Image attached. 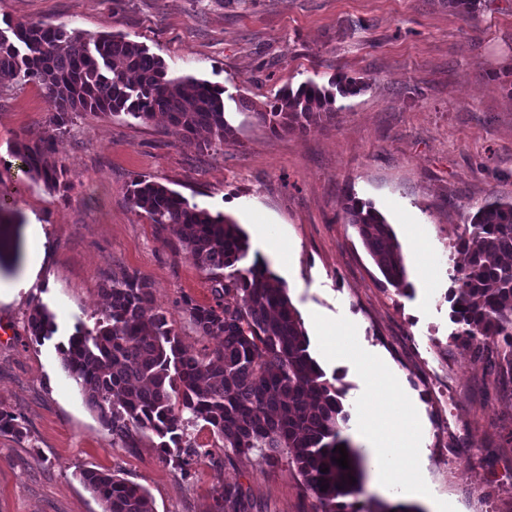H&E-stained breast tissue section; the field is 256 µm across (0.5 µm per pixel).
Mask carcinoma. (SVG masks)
I'll return each mask as SVG.
<instances>
[{"mask_svg": "<svg viewBox=\"0 0 512 512\" xmlns=\"http://www.w3.org/2000/svg\"><path fill=\"white\" fill-rule=\"evenodd\" d=\"M448 4L473 17L482 0ZM21 80L43 86L57 131L85 114L149 122L160 113L167 130L181 139L207 131L206 149L234 135L225 118L224 89L168 77L161 58L121 35L86 39L63 25L9 22L0 29V87ZM364 89V83L338 73L326 86L309 80L295 90L285 87L263 109L249 101L242 107L273 132H308L336 116L337 99ZM12 154L30 179L59 193L69 190L68 169L54 158L53 135L17 144ZM129 200L213 280L214 303L185 299L182 310L201 338L217 343L203 354L186 355L164 313L144 318L154 303L153 285L134 273L112 279L104 289L102 318L92 328L78 324L57 346L63 369L112 439L132 448L136 437L151 433L162 461L185 473L195 456L185 446L186 430L202 421L237 455L267 448L287 456L315 500L314 512H390L360 500L362 457L344 435L349 414L342 393L311 356L284 282L261 264L239 267L248 249L239 225L146 179L131 184ZM341 207L386 282L408 289L402 248L385 217L351 194ZM10 224L8 193L1 191L0 254L10 247ZM456 248L464 253L450 297L453 320L462 325L456 336L485 359L501 390L512 394V263L505 262L512 256V202L480 207ZM28 325L37 342L55 332L54 316L44 306L33 309ZM0 433L22 434L19 416L0 411ZM342 445L347 469L336 463ZM79 479L104 512H154L144 488L113 472L86 469ZM214 501L215 512L253 508L238 484L216 489Z\"/></svg>", "mask_w": 512, "mask_h": 512, "instance_id": "carcinoma-1", "label": "carcinoma"}]
</instances>
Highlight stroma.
Returning a JSON list of instances; mask_svg holds the SVG:
<instances>
[{"label":"stroma","instance_id":"stroma-1","mask_svg":"<svg viewBox=\"0 0 512 512\" xmlns=\"http://www.w3.org/2000/svg\"><path fill=\"white\" fill-rule=\"evenodd\" d=\"M65 25L92 38L121 34L164 60L172 77L222 87L232 140L209 149L163 122L87 114L55 137L71 173L61 194L22 177L10 150L51 131L54 106L35 82L0 89V189L15 193V242L0 257V410L23 433H0V512H103L81 470L118 472L144 487L155 512H213L214 490L238 483L254 512H311L312 498L287 458L255 449L225 463L205 423L188 473L162 462L156 437L112 442L63 370L57 346L77 324L94 325L107 280L135 273L154 287L188 353L204 351L181 312L184 299L213 301L212 282L186 250L157 234L128 200L148 179L180 192L249 233L242 267L265 264L299 312L309 351L343 393L346 436L372 394L405 412L415 436L391 464H408L407 494L379 491L366 459L362 500L414 512H512V397L455 341L448 293L461 268L455 243L486 202H512V0H483L475 19L448 0H0L4 22ZM363 81L338 100L333 122L272 132L242 112L284 86L327 83L337 72ZM371 203L402 246L406 293L388 285L347 224L341 202ZM41 225L43 260L29 274L28 227ZM54 316L51 339L27 333L30 311ZM350 325L339 338L382 373L371 391L359 367L336 368L316 324Z\"/></svg>","mask_w":512,"mask_h":512}]
</instances>
